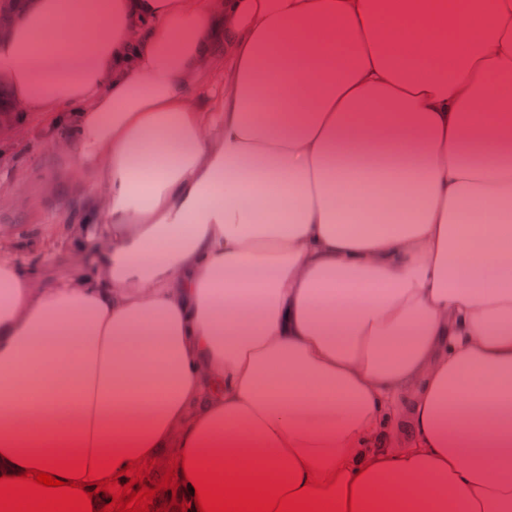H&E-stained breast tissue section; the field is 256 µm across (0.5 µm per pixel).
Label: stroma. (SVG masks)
<instances>
[{
  "label": "stroma",
  "instance_id": "stroma-1",
  "mask_svg": "<svg viewBox=\"0 0 512 512\" xmlns=\"http://www.w3.org/2000/svg\"><path fill=\"white\" fill-rule=\"evenodd\" d=\"M79 162L74 130L51 123L41 112H25L0 135V257L14 262L42 285L87 274L68 226L101 201L104 188L94 171L71 173Z\"/></svg>",
  "mask_w": 512,
  "mask_h": 512
}]
</instances>
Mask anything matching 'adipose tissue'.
<instances>
[{"mask_svg":"<svg viewBox=\"0 0 512 512\" xmlns=\"http://www.w3.org/2000/svg\"><path fill=\"white\" fill-rule=\"evenodd\" d=\"M455 24L448 0H21L0 86L73 121L104 198L81 281L0 259V475L173 449L342 512H512V0ZM373 163L401 212L356 189Z\"/></svg>","mask_w":512,"mask_h":512,"instance_id":"adipose-tissue-1","label":"adipose tissue"}]
</instances>
